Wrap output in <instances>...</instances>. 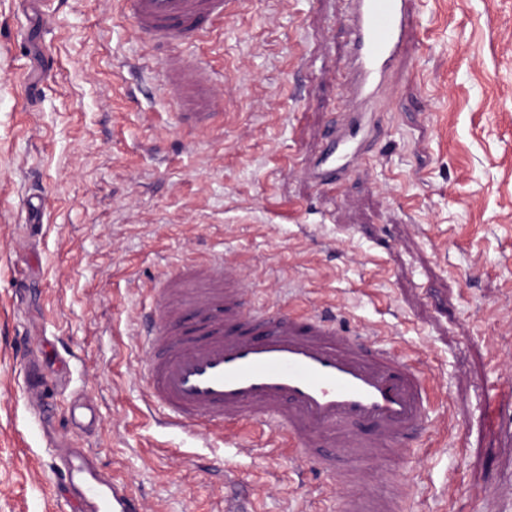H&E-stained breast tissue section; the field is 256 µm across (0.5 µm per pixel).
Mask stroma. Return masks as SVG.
Masks as SVG:
<instances>
[{"label":"stroma","instance_id":"obj_1","mask_svg":"<svg viewBox=\"0 0 512 512\" xmlns=\"http://www.w3.org/2000/svg\"><path fill=\"white\" fill-rule=\"evenodd\" d=\"M409 9L369 157L328 188L309 168L343 119L346 0H232L177 44L224 101L207 129L178 120L171 48L117 0H0V512H80L71 448L145 512H337L340 478L147 406L150 289L201 259L238 264L252 306L335 312L430 375L423 442L396 460L404 512H480L503 486L512 441L486 396L512 378V0Z\"/></svg>","mask_w":512,"mask_h":512}]
</instances>
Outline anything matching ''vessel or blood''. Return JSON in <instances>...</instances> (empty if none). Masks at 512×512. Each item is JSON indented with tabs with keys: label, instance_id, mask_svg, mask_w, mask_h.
Listing matches in <instances>:
<instances>
[{
	"label": "vessel or blood",
	"instance_id": "vessel-or-blood-1",
	"mask_svg": "<svg viewBox=\"0 0 512 512\" xmlns=\"http://www.w3.org/2000/svg\"><path fill=\"white\" fill-rule=\"evenodd\" d=\"M144 36L182 43L223 21L227 0H121ZM354 106L330 134L311 177L333 184L371 146L366 110L386 88L407 41L408 0H350ZM165 93L182 121L204 128L223 103L211 71L184 54L162 61ZM142 343L150 355L148 400L179 428L245 426L270 441L287 438L307 468L343 479L339 512H402L412 487L401 473L373 483L371 467L425 429L430 381L375 331L353 332L296 305L259 311L237 267L182 265L154 291ZM488 406L512 439V388L493 389ZM63 472L85 512H142L124 479L101 472L83 450Z\"/></svg>",
	"mask_w": 512,
	"mask_h": 512
}]
</instances>
